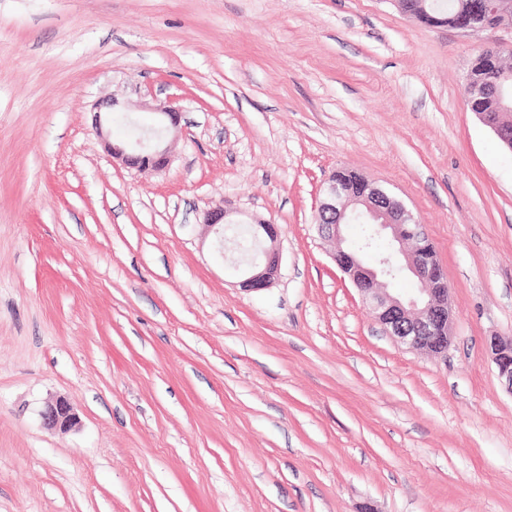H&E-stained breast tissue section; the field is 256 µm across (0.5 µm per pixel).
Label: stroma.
<instances>
[{
  "label": "stroma",
  "instance_id": "obj_1",
  "mask_svg": "<svg viewBox=\"0 0 512 512\" xmlns=\"http://www.w3.org/2000/svg\"><path fill=\"white\" fill-rule=\"evenodd\" d=\"M491 46L394 0H0V512H512V153L463 96ZM107 100L179 108L166 169L113 158ZM340 168L423 224L445 354L319 237ZM218 203L277 224L270 288L203 238ZM491 349L498 375L512 393V348L494 339V342H491ZM40 417L42 425L47 429L65 430L71 428L77 422L73 407L64 398L47 404L44 410L41 411Z\"/></svg>",
  "mask_w": 512,
  "mask_h": 512
}]
</instances>
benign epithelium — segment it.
Listing matches in <instances>:
<instances>
[{
    "instance_id": "7a95c632",
    "label": "benign epithelium",
    "mask_w": 512,
    "mask_h": 512,
    "mask_svg": "<svg viewBox=\"0 0 512 512\" xmlns=\"http://www.w3.org/2000/svg\"><path fill=\"white\" fill-rule=\"evenodd\" d=\"M479 12L490 17L493 27L512 29V0H482ZM161 126L145 135L137 145H112V157L141 171L158 170L168 160L163 138L177 128L179 108L163 107ZM227 211L216 205L204 214L206 230L224 237ZM348 224L366 225V240L383 237L390 250L380 258L364 256V250L340 248L332 258L346 273L363 299L377 310L383 330L399 343L413 350L430 347L444 351L449 342V312L447 297H435L428 287L434 272L425 262L427 235L423 225L406 205L385 190L365 183L357 193L347 192L334 176L323 183L322 197L317 209V229L320 236L331 243L344 241V227ZM255 242L267 240L261 247L262 259L243 270L242 287L252 291L270 287L279 277L281 254L276 247V225L259 221L254 224ZM405 274L418 288L400 294L391 288L393 279ZM493 359L500 379L512 391V347L500 341L491 343ZM47 429L65 430L77 422L68 400L62 398L45 406L40 414Z\"/></svg>"
}]
</instances>
